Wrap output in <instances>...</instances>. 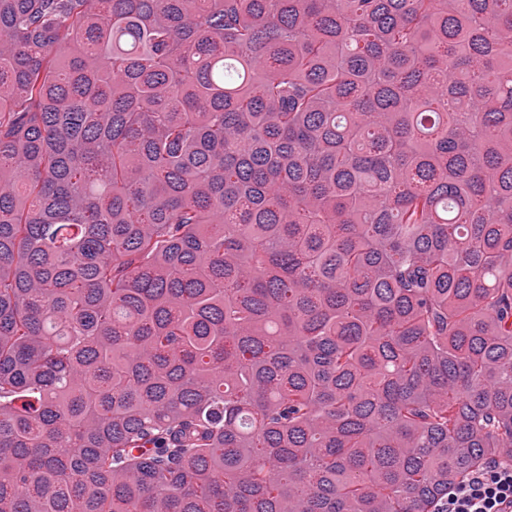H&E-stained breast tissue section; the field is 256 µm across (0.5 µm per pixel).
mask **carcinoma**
Listing matches in <instances>:
<instances>
[{"label":"carcinoma","mask_w":512,"mask_h":512,"mask_svg":"<svg viewBox=\"0 0 512 512\" xmlns=\"http://www.w3.org/2000/svg\"><path fill=\"white\" fill-rule=\"evenodd\" d=\"M512 464V0H0V512H441Z\"/></svg>","instance_id":"cac0c4a2"}]
</instances>
